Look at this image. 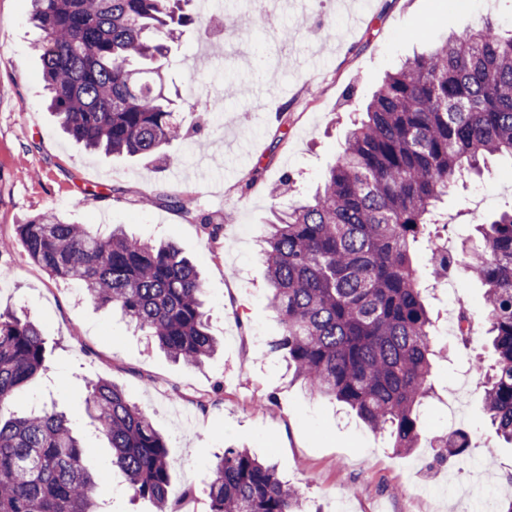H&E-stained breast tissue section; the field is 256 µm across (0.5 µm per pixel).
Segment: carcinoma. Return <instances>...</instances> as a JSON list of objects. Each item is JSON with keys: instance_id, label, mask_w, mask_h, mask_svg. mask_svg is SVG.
I'll return each mask as SVG.
<instances>
[{"instance_id": "cac0c4a2", "label": "carcinoma", "mask_w": 512, "mask_h": 512, "mask_svg": "<svg viewBox=\"0 0 512 512\" xmlns=\"http://www.w3.org/2000/svg\"><path fill=\"white\" fill-rule=\"evenodd\" d=\"M190 0H33L31 22L49 107L62 130L94 151L160 157L183 138L165 94L176 27ZM235 51L266 76L261 46ZM512 157V34L490 23L432 44L388 74L346 136L344 151L312 197L276 215L262 236L269 304L282 331L268 343L309 391L343 403L398 453L420 440L419 410L433 393V321L415 247L435 271L454 259L441 247L437 205L463 173ZM487 334L496 359L477 362L484 410L512 444V208L476 225ZM27 256L49 277L77 282L149 336L171 359L199 367L217 351L195 266L170 240L108 234L53 213L16 225ZM45 342L25 313L0 312V512H98L108 474L85 465L67 417L42 407L17 416L13 393L43 367ZM87 416L112 448L128 490L155 512L169 499L170 449L150 418L115 383L86 386ZM442 458L458 459L467 436H442ZM209 512H304L303 493L245 448L217 458Z\"/></svg>"}]
</instances>
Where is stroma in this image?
Wrapping results in <instances>:
<instances>
[{
    "label": "stroma",
    "instance_id": "stroma-1",
    "mask_svg": "<svg viewBox=\"0 0 512 512\" xmlns=\"http://www.w3.org/2000/svg\"><path fill=\"white\" fill-rule=\"evenodd\" d=\"M252 0H191L195 23L172 45L171 80L187 139L169 148V164L86 151L58 129L47 108L31 0H0V307L28 312L41 327L42 374L17 390L14 407L55 403L87 449L86 465L106 471L96 499L103 512H154L132 497L112 465L107 440L83 405L89 382L116 383L168 439L172 498L185 512H209L205 480L228 448H245L275 464L313 512H474L486 496L512 499V446L498 438L483 409L473 361L492 364L483 332V286L465 270L454 294L436 290L426 303L435 325V395L424 410L422 438L395 452L348 407L294 383L265 342L280 332L268 304L260 238L277 211L309 197L340 158L346 133L384 76L468 25L490 21L512 31V0H366L359 21L338 0L303 7L288 0L275 28L249 27L265 48L266 84L249 78L250 60L226 45L225 20ZM237 93L224 97V79ZM207 106V121L191 112ZM155 202L142 208L140 200ZM512 206V157L463 176L445 199L453 246L481 218ZM45 212L106 232L121 224L136 236L174 241L203 279L217 355L195 368L150 348L119 313L101 309L73 284L52 280L28 260L15 225ZM233 215L219 239L204 217ZM468 307L476 328L470 346L447 333L449 312ZM469 434L466 456L439 461L434 437Z\"/></svg>",
    "mask_w": 512,
    "mask_h": 512
}]
</instances>
